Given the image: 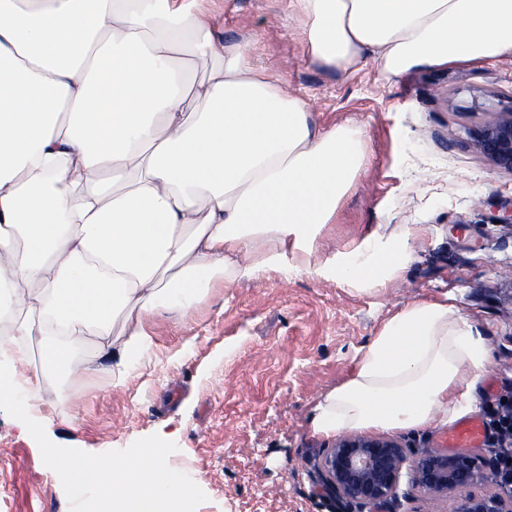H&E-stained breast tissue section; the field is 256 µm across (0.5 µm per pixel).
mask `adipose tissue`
<instances>
[{"label":"adipose tissue","instance_id":"1","mask_svg":"<svg viewBox=\"0 0 512 512\" xmlns=\"http://www.w3.org/2000/svg\"><path fill=\"white\" fill-rule=\"evenodd\" d=\"M312 56L390 75L512 55V0H290ZM223 64L186 94L176 59ZM360 133L320 130L305 104L178 0H0V402L35 406L18 366L78 369L92 338L124 374L151 347L143 317L186 316L217 282L273 270L360 291L406 265L417 225L318 256V239L365 165ZM486 336L453 297L407 304L319 397L314 434L402 433L474 403ZM101 484L100 512H193L164 448L60 467Z\"/></svg>","mask_w":512,"mask_h":512}]
</instances>
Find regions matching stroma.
Returning <instances> with one entry per match:
<instances>
[{
	"label": "stroma",
	"mask_w": 512,
	"mask_h": 512,
	"mask_svg": "<svg viewBox=\"0 0 512 512\" xmlns=\"http://www.w3.org/2000/svg\"><path fill=\"white\" fill-rule=\"evenodd\" d=\"M205 6L219 35L249 44L253 64L299 97L316 127L361 131L366 168L323 227L322 252L385 224H417L413 258L377 293L273 271L216 286L185 318L146 316L151 349L119 379L80 344L97 369L41 382L42 408L60 410L38 432L0 402V512H96L99 488L63 483L46 448L119 459L159 441L171 449L165 466L195 483L196 512H341L316 472L335 444L311 431L316 401L350 377L385 320L449 292L491 350L473 415L512 393V226L500 221L512 174L463 145L483 118L466 109L473 93L512 106V56L399 76L370 61L342 79L313 60L288 0Z\"/></svg>",
	"instance_id": "stroma-1"
}]
</instances>
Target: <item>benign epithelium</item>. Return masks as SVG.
I'll list each match as a JSON object with an SVG mask.
<instances>
[{
  "label": "benign epithelium",
  "instance_id": "1",
  "mask_svg": "<svg viewBox=\"0 0 512 512\" xmlns=\"http://www.w3.org/2000/svg\"><path fill=\"white\" fill-rule=\"evenodd\" d=\"M473 95L469 110L486 114L467 131L466 144L495 169L512 174V108L494 111ZM325 489L349 512L398 498L402 476L408 485L430 496H454L452 512H512V493L503 490L492 462L468 452L427 451L408 459L395 440L351 435L336 441L317 463ZM489 485L476 493L473 488Z\"/></svg>",
  "mask_w": 512,
  "mask_h": 512
}]
</instances>
